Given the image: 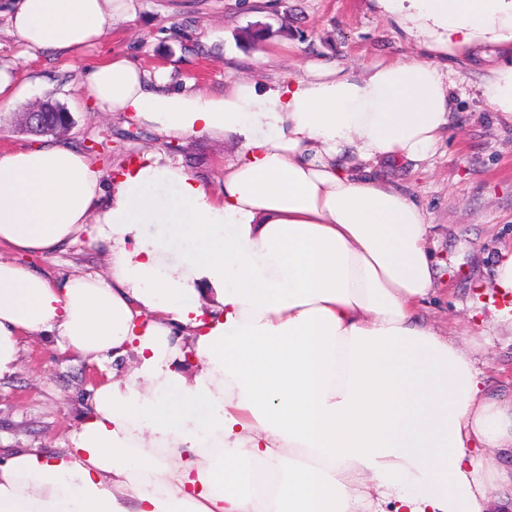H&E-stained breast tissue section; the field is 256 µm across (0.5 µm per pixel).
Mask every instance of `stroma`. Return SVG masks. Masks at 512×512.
<instances>
[{
  "label": "stroma",
  "instance_id": "stroma-1",
  "mask_svg": "<svg viewBox=\"0 0 512 512\" xmlns=\"http://www.w3.org/2000/svg\"><path fill=\"white\" fill-rule=\"evenodd\" d=\"M8 8V0H0V73L23 104L50 98L70 113L73 123L58 142L107 173L150 152L161 164L186 167L215 191L234 144L206 133L168 138L124 114L97 110L87 86L95 63L120 54L162 72L169 88L191 83L219 93L236 79L273 84L321 58L358 71L414 53L366 0H132L130 20L110 25L98 45L76 54L28 52L9 32ZM283 21L288 36L252 46L239 40L250 24ZM450 68L457 89L446 137L424 161H383L374 174L411 196L431 226L437 292L420 318L460 344L477 340L474 358L486 388L511 397L512 320L500 315L505 302L495 277L501 251L512 249V126L500 123L480 95L486 70L458 61ZM109 258L88 225L53 254L16 261L59 282L106 273ZM103 376L79 356L24 339L14 374L0 380V448L49 453L68 447L87 413L90 389Z\"/></svg>",
  "mask_w": 512,
  "mask_h": 512
}]
</instances>
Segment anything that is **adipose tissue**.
<instances>
[{
	"label": "adipose tissue",
	"instance_id": "1",
	"mask_svg": "<svg viewBox=\"0 0 512 512\" xmlns=\"http://www.w3.org/2000/svg\"><path fill=\"white\" fill-rule=\"evenodd\" d=\"M368 6L412 57L359 72L319 61L219 95L168 88L121 55L94 65L98 109L232 141L220 191L151 154L107 195L68 147L0 152V246L47 255L91 224L110 251L106 275L61 282L0 259V379L25 336L91 363L136 357L92 388L68 447L0 459V512H488L489 486L512 487V399L421 322L430 226L373 174L441 141L450 61L486 65L481 95L512 123V0ZM128 12L129 0H17L8 22L28 50L71 53Z\"/></svg>",
	"mask_w": 512,
	"mask_h": 512
}]
</instances>
